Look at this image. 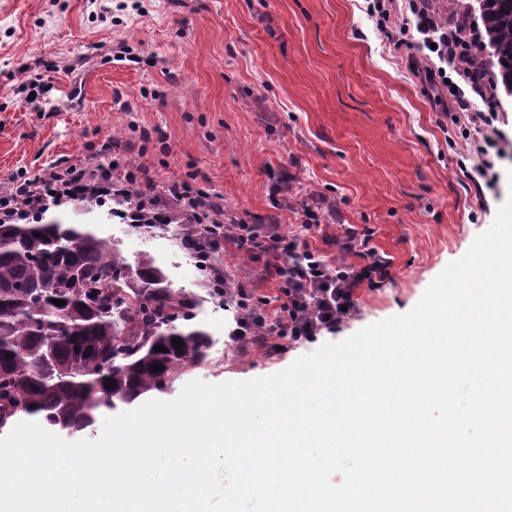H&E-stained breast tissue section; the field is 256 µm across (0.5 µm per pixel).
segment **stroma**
Here are the masks:
<instances>
[{
    "label": "stroma",
    "mask_w": 512,
    "mask_h": 512,
    "mask_svg": "<svg viewBox=\"0 0 512 512\" xmlns=\"http://www.w3.org/2000/svg\"><path fill=\"white\" fill-rule=\"evenodd\" d=\"M122 48L129 59H116ZM39 67L52 89L31 103L19 72ZM441 108L363 0H0V184L112 140L130 144L157 185L196 174L233 219L275 214L287 235L323 195L312 247L335 255L329 238L351 229L391 262L382 286L359 288L338 342L412 309L512 193L470 180L464 140L437 124ZM45 218L85 225L128 261L150 255L192 296L216 344L186 381L268 376L316 349L225 347L232 314L192 268L183 225L135 229L106 205Z\"/></svg>",
    "instance_id": "35a3bbf8"
}]
</instances>
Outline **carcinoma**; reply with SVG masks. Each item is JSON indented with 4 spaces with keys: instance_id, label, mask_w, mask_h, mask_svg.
I'll return each mask as SVG.
<instances>
[{
    "instance_id": "carcinoma-1",
    "label": "carcinoma",
    "mask_w": 512,
    "mask_h": 512,
    "mask_svg": "<svg viewBox=\"0 0 512 512\" xmlns=\"http://www.w3.org/2000/svg\"><path fill=\"white\" fill-rule=\"evenodd\" d=\"M475 2L483 55L468 61L498 67L512 95V0ZM192 308L152 258L130 263L90 229L0 223V435L35 417L74 436L103 414L171 393L214 345ZM155 363L164 369L153 372Z\"/></svg>"
}]
</instances>
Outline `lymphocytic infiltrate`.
Returning <instances> with one entry per match:
<instances>
[{
  "mask_svg": "<svg viewBox=\"0 0 512 512\" xmlns=\"http://www.w3.org/2000/svg\"><path fill=\"white\" fill-rule=\"evenodd\" d=\"M365 11L394 49H407L413 73L423 86L445 97L444 109L455 113L459 130L472 127L480 132V139L469 140L465 157L471 162L472 178H488L496 160L504 158L512 145V136L499 127L500 115L492 110L498 99L493 71L485 70L476 78L461 64L462 52L480 45L477 27L441 22L434 0H367ZM453 73L464 81V88L449 84ZM475 94L487 104V111L475 109L471 100ZM146 172L145 166L132 161L121 168L114 162L82 160L18 171L0 188V221L24 220L62 204L123 199L133 185L139 186L140 194L126 212V222L138 223L143 216L161 223L191 218L203 193L184 179L156 192ZM208 216V223L194 225L187 236L192 250L206 253L221 242L232 243L248 262H262L267 277L278 285L272 300L259 295L254 283L213 268L210 286L234 308L227 337L237 344H259L276 354L283 349V339L311 343L336 333L356 312L357 289L364 284L378 286L389 275L388 259L352 233L337 239L339 257L329 260L312 250L304 237L282 235L276 216L228 224L219 204L209 206Z\"/></svg>",
  "mask_w": 512,
  "mask_h": 512,
  "instance_id": "f902f5d3",
  "label": "lymphocytic infiltrate"
}]
</instances>
